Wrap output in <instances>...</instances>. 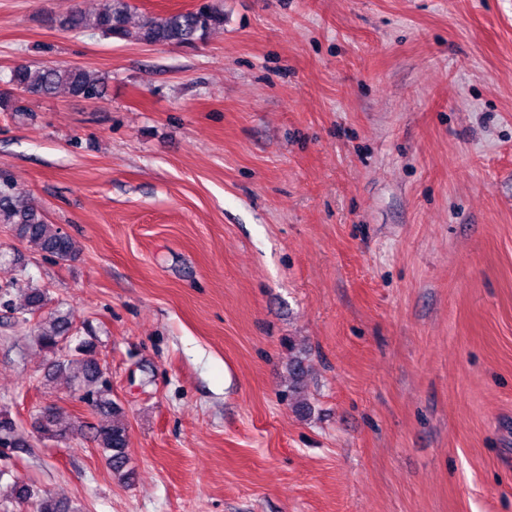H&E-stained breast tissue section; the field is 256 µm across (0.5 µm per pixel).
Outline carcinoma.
I'll return each instance as SVG.
<instances>
[{
    "mask_svg": "<svg viewBox=\"0 0 512 512\" xmlns=\"http://www.w3.org/2000/svg\"><path fill=\"white\" fill-rule=\"evenodd\" d=\"M130 0H101L93 12L75 10L58 21L65 32L82 33L95 31L117 39L133 37L148 45H191L205 40L209 34L224 26V11L215 4L204 5L196 10L178 11L164 16L145 15L136 30L129 27ZM9 84L24 93L39 96L50 95L59 89L88 100L104 94L101 77L87 69L58 63L37 65L20 63L12 70ZM0 224H7L18 240L37 246L45 254L62 261L76 259L78 251L73 239L57 226L48 223L45 214L28 201L26 195L14 189L6 174L0 170ZM6 297L4 305L13 309L22 321L42 310L48 304L46 294L30 288L24 304L15 307ZM70 314L50 311L36 326V340L46 350L54 353L60 344L73 338ZM58 370H68L71 381L82 392V401L88 403L106 421L90 427L92 436L106 455L112 473L127 479L128 424L123 408L112 399V387L105 378L97 361L93 346L80 342L67 358L57 361ZM37 432L57 441L67 440L76 430L75 423L56 407L38 412ZM37 512H72L67 503L52 497L39 500Z\"/></svg>",
    "mask_w": 512,
    "mask_h": 512,
    "instance_id": "1",
    "label": "carcinoma"
}]
</instances>
